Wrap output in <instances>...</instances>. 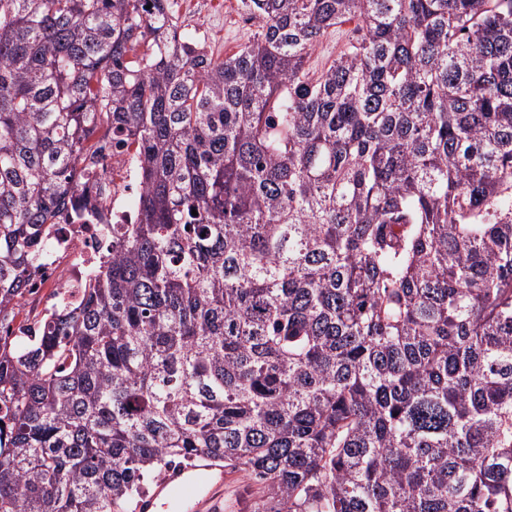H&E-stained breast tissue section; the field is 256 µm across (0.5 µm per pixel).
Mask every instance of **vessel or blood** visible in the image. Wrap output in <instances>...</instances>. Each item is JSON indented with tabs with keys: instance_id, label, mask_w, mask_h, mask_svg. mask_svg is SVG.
<instances>
[{
	"instance_id": "vessel-or-blood-1",
	"label": "vessel or blood",
	"mask_w": 512,
	"mask_h": 512,
	"mask_svg": "<svg viewBox=\"0 0 512 512\" xmlns=\"http://www.w3.org/2000/svg\"><path fill=\"white\" fill-rule=\"evenodd\" d=\"M228 475L223 464L199 457L190 466L168 471L137 503L136 512H162L172 505L182 512H221Z\"/></svg>"
}]
</instances>
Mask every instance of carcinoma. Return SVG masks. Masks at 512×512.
Returning <instances> with one entry per match:
<instances>
[{"instance_id":"cac0c4a2","label":"carcinoma","mask_w":512,"mask_h":512,"mask_svg":"<svg viewBox=\"0 0 512 512\" xmlns=\"http://www.w3.org/2000/svg\"><path fill=\"white\" fill-rule=\"evenodd\" d=\"M241 2L216 60L168 0H0V512H135L204 454L254 512H512V0ZM101 132L141 192L32 319ZM355 24V21H348L331 28L311 52L307 63L308 68L317 72L327 68L348 37L352 35Z\"/></svg>"}]
</instances>
